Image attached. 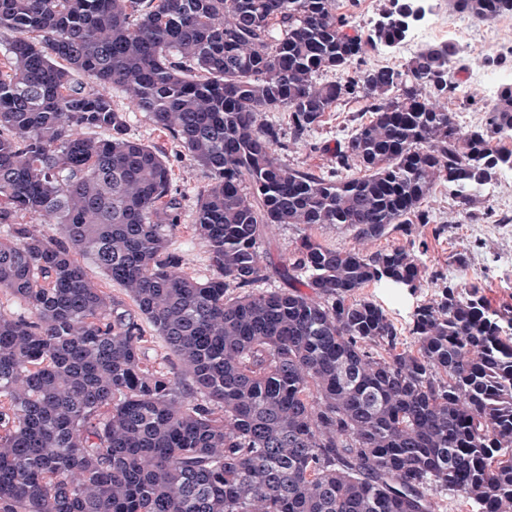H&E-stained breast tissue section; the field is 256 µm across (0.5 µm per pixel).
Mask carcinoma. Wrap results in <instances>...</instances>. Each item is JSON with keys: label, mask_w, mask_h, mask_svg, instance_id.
Returning a JSON list of instances; mask_svg holds the SVG:
<instances>
[{"label": "carcinoma", "mask_w": 512, "mask_h": 512, "mask_svg": "<svg viewBox=\"0 0 512 512\" xmlns=\"http://www.w3.org/2000/svg\"><path fill=\"white\" fill-rule=\"evenodd\" d=\"M389 3L361 33L339 0H0V288L29 312H0V512H440L432 489L512 512V309L445 285L415 308L409 349L356 297L420 288L408 249L308 235L278 268L288 287L229 294L267 278L257 245L277 224L408 234L435 182L467 212L512 169L490 144L512 131V86L466 134L440 104L456 43L364 66L414 23L412 0ZM119 89L210 174L192 228L217 276L170 250L183 196L166 155L126 137ZM345 97L371 116L336 167L283 165L282 128L258 113L285 110L301 141ZM143 320L185 389L148 364ZM413 55L406 54L402 49L392 52L390 50L379 48L370 50L365 56V65L367 67L392 66L401 68L405 65ZM83 265L85 267L88 278L95 284L97 288H100L108 296L125 303L126 308L132 312L136 310V307L129 297L127 290L120 284L112 282L106 277L94 264L89 260H84Z\"/></svg>", "instance_id": "obj_1"}]
</instances>
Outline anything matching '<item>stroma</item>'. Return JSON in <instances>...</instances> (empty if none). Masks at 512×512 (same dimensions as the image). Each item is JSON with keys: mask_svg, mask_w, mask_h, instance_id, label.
I'll list each match as a JSON object with an SVG mask.
<instances>
[{"mask_svg": "<svg viewBox=\"0 0 512 512\" xmlns=\"http://www.w3.org/2000/svg\"><path fill=\"white\" fill-rule=\"evenodd\" d=\"M463 52L454 65V79L459 85L457 97L447 106L455 115L461 131L467 132L484 125L499 90L498 84L470 80L471 72L500 71L504 81L512 83V27L499 28L497 20L477 23ZM113 100L126 117L128 137L155 146L167 156L173 170V184L184 196L182 222L170 238V248L182 255L184 269L199 279L213 277L208 248L196 237L191 224L195 202L200 191L211 182L208 172L193 164L180 151L171 135L155 127L141 112L129 111L122 92H114ZM363 105L354 100H341L325 113L306 140L289 142L279 151L282 164L295 169L326 172L335 164L333 151L336 142L351 131L354 120H367ZM422 207L430 221L412 227L410 236L394 234L377 240H357L353 233L335 224L304 228L300 224H281L272 227L260 242L258 251L270 275L257 283V290L282 287L276 267L291 263L295 248L303 235L330 248L359 250L371 253L398 245H411V253L423 271L422 286L416 294L398 293L385 288L363 289L364 297L380 304L394 321L406 345L414 339L407 333L417 305L434 298L437 291L432 277H440L459 291L471 286L483 288L492 306H512V169L501 171L477 203L480 220L468 219L448 190L447 183L435 184ZM464 255L465 265L454 258Z\"/></svg>", "mask_w": 512, "mask_h": 512, "instance_id": "35a3bbf8", "label": "stroma"}]
</instances>
